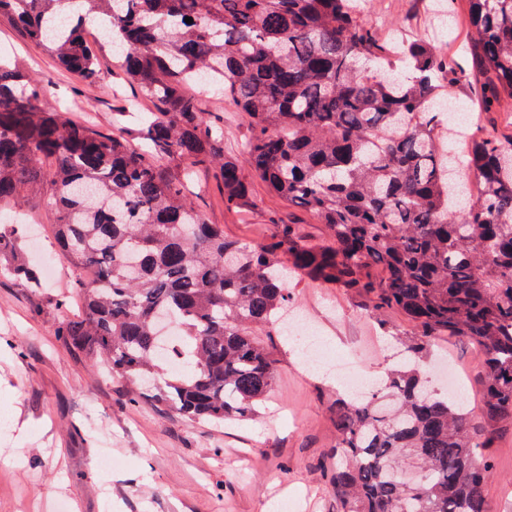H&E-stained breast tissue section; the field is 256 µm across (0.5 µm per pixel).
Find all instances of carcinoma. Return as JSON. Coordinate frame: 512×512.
<instances>
[{"label":"carcinoma","instance_id":"obj_1","mask_svg":"<svg viewBox=\"0 0 512 512\" xmlns=\"http://www.w3.org/2000/svg\"><path fill=\"white\" fill-rule=\"evenodd\" d=\"M467 4L464 59L417 40L398 72L359 0H0L1 20L88 82L101 79L85 37L100 19L153 103L137 149L46 110L42 90L0 61V208L47 190L61 254L91 272L60 339L129 384L133 402L189 423L246 420L275 383L261 336L281 323L288 268L345 288L418 334L380 387L331 406L338 512H489L486 449L512 429V135L448 127L436 106L463 77L482 114L512 101V0ZM200 80L255 126L251 170L316 217L324 243L296 224L260 246L228 238L187 200L196 168L214 165L224 200L250 202L224 128L192 91ZM0 271L41 287L4 227ZM443 336L480 357L476 411L421 375Z\"/></svg>","mask_w":512,"mask_h":512}]
</instances>
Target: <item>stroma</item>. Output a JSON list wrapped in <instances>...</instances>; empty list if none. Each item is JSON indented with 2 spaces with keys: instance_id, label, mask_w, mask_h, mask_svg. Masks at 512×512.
<instances>
[{
  "instance_id": "35a3bbf8",
  "label": "stroma",
  "mask_w": 512,
  "mask_h": 512,
  "mask_svg": "<svg viewBox=\"0 0 512 512\" xmlns=\"http://www.w3.org/2000/svg\"><path fill=\"white\" fill-rule=\"evenodd\" d=\"M369 9L381 42L398 34L421 38L444 57L467 43L466 0H382ZM93 40L101 45L99 84L66 71L0 22V50L39 84L46 107L141 146L133 114L150 105L113 63L101 34ZM202 98L208 119L224 127V153L237 159L253 206L242 213L225 204L218 170L205 166L186 187L193 206L230 238L259 244L299 224L321 240L323 225L252 173L241 150L254 133L245 114L214 89ZM53 222L36 190L0 212V225L18 226L28 265L43 274L50 265L57 270L36 291L0 273V512H56L60 505L66 512H337L327 471L336 442L329 405L349 384L337 376L336 363L346 361L367 383L388 375L401 340L412 337L415 326L399 314L378 323L346 289L292 275L287 315L317 329L326 350L323 367L307 368L297 346L272 333L265 342L279 359L278 375L260 417L190 425L152 403L130 405L123 382L59 340L64 314L81 307L76 274L58 252ZM433 353L422 368L428 387L447 394L443 366L450 362L467 398L477 400L482 368L476 352L445 337ZM104 453L112 459L107 469L97 465ZM491 461L496 476L487 486L489 510L512 512V431L499 436Z\"/></svg>"
}]
</instances>
